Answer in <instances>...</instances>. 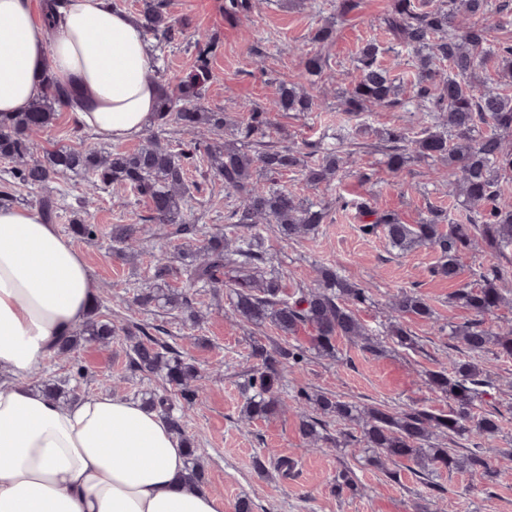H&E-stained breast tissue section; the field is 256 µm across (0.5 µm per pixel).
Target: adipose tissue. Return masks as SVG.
Returning <instances> with one entry per match:
<instances>
[{
    "label": "adipose tissue",
    "instance_id": "ef3b65f1",
    "mask_svg": "<svg viewBox=\"0 0 512 512\" xmlns=\"http://www.w3.org/2000/svg\"><path fill=\"white\" fill-rule=\"evenodd\" d=\"M42 0H0V112L24 111L42 73L73 88L75 125L104 140L141 133L156 107L153 53L110 0H66L49 28ZM97 284L39 212L0 205V512H221L185 486V450L140 400L61 404L25 379L87 322Z\"/></svg>",
    "mask_w": 512,
    "mask_h": 512
}]
</instances>
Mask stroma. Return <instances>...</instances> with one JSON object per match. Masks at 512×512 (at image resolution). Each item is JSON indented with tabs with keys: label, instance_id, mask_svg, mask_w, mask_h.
Masks as SVG:
<instances>
[{
	"label": "stroma",
	"instance_id": "stroma-1",
	"mask_svg": "<svg viewBox=\"0 0 512 512\" xmlns=\"http://www.w3.org/2000/svg\"><path fill=\"white\" fill-rule=\"evenodd\" d=\"M173 17L184 20V27L168 43L153 50L167 78H182L195 68L194 42L210 35L217 47L210 58V79L203 106L221 112H236L245 104L268 106L282 84L296 81L300 61L309 53H321L327 66L320 76L310 78L308 90L316 97L313 112H273L265 144L305 151L307 144L321 148L342 147L350 153L349 167L341 170L330 185L317 189L307 186L299 173L286 172L272 181L298 196L322 202L327 218L314 235L291 243L275 239L266 225L256 228L257 241L265 254L262 268L281 277L287 287L310 283L315 267H335L342 276L357 281L369 290V299L357 308L373 334L384 336L388 304L403 289L421 295L433 311V319L423 322L414 317L404 324L415 336L416 348L406 349L386 343L381 356L362 352L342 341L336 357L318 356L309 350V329L296 335H282L271 325L255 326L240 321L222 288L191 290L192 308L198 321L186 313L149 306L133 320L138 325L163 326L162 339L198 372V396L186 403L179 390L158 375L133 371L128 363L125 339L113 337L110 345L84 343L71 354L44 362L31 377L33 386L55 384L76 388L83 396L109 394L140 397L152 391L167 396L175 415L181 416L183 430L202 450L205 487L224 505V512H236L240 498H249L253 512H512V477L488 484L467 473L445 471L424 479L408 467L386 463L369 464V452L359 441L356 425L329 426L330 435H344L343 447L329 444L307 445L298 432L303 411L300 392L322 391L360 405H384L401 409L410 405L433 410L447 409V401L429 389L427 371L439 369L451 357H465L461 344L449 338L448 325L471 319L469 310L454 303V292L474 284L480 267L497 262L512 267V246L501 255L478 250L461 253V274L455 281L433 275L439 254L428 246L402 252L391 248L383 234L365 233L351 201L373 197L379 209L399 214L404 223L416 224L429 207L436 206L452 220H464L448 190L440 181L445 168L441 163L412 159L400 176H391L381 164V132L408 123L402 110H375L360 116L344 112L342 99L356 82L355 58L370 40L386 44L383 18L391 0H356L357 6L346 16L336 13V0H256L251 12L230 15L229 0H164ZM332 26L333 38L322 44L315 41L318 29ZM366 134L340 141V134L356 126ZM148 125L143 135L118 142H101L91 133L78 129L67 108H60L50 128L33 137V151L44 155L57 147H100L116 152L144 144L147 135L156 133ZM10 163L0 161V192L12 194L16 206L37 208L38 200L49 193L61 210L56 225L82 254L94 276L101 301L103 319L116 328L127 327L124 302L151 288L154 255L163 253L173 268L172 288H183V250L202 244L206 234L224 228L227 205L224 187L212 177L206 162L190 166V193L185 209L186 223L194 228L185 233L184 225L158 226L146 222L149 207L145 200L132 196L118 200L111 190H101L93 202H86L88 182L82 176H61L45 188H16L12 185ZM370 181H362L360 173ZM141 216L134 234V256L122 255L112 239V229ZM93 225L91 237L75 234L73 219ZM133 223V222H132ZM267 350L288 345L306 348L303 362L296 367L281 365L285 408L280 413L253 423H244L241 409L244 386L257 360L255 344ZM481 362L488 370L492 386L486 397L487 408L499 409L502 430L493 436H472L459 441L457 449L468 453L480 449L498 465L512 469L504 453L512 449V359L487 353ZM293 460L289 475L277 470V458ZM355 474V493L336 494V474L342 468Z\"/></svg>",
	"mask_w": 512,
	"mask_h": 512
}]
</instances>
